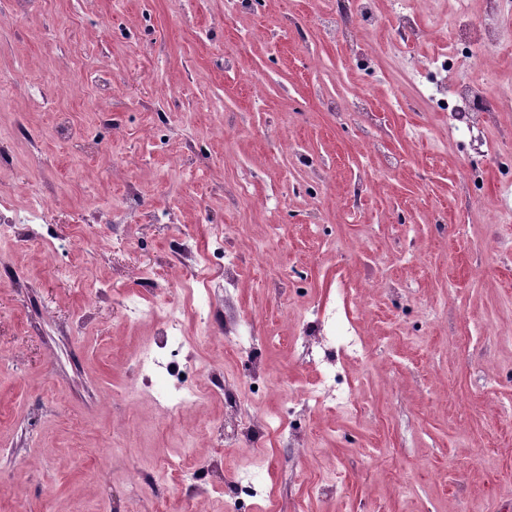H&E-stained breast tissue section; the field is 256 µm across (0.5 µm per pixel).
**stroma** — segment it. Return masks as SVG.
I'll return each instance as SVG.
<instances>
[{"label":"stroma","mask_w":512,"mask_h":512,"mask_svg":"<svg viewBox=\"0 0 512 512\" xmlns=\"http://www.w3.org/2000/svg\"><path fill=\"white\" fill-rule=\"evenodd\" d=\"M333 2L35 0L0 27V68L33 80L32 95L0 102V133L18 121L30 132L0 185L51 181L48 227L65 249L0 239V512H186L185 485L144 474L160 455L209 464L224 405L201 395L174 425L127 361L153 341V325L128 315L160 297L139 271L169 275L170 211L202 244L236 228L231 294L254 319L255 374L275 386L246 399L254 415L316 380L288 348L314 302L336 300L342 274L365 289L364 360L328 345L358 379V411L311 410L302 442L219 452L224 493L208 496L210 512L256 474L253 512H296L303 498L309 512H512V20L498 24L493 65L468 61L447 77L493 93V116L468 132L414 66L444 52L460 10L480 14L485 0H407L437 39L381 42L368 63L317 33ZM63 56L84 78L81 96L57 93ZM98 73L112 76L110 128L91 107ZM361 96L373 114L355 125L323 106ZM59 107L143 156L133 174L157 223L129 234L86 223L90 202L119 205L121 184L56 135ZM187 138L195 160L173 171ZM214 178L249 193L227 204ZM441 208L447 220L434 222ZM185 332L201 376L235 374L209 331L189 319Z\"/></svg>","instance_id":"1"}]
</instances>
